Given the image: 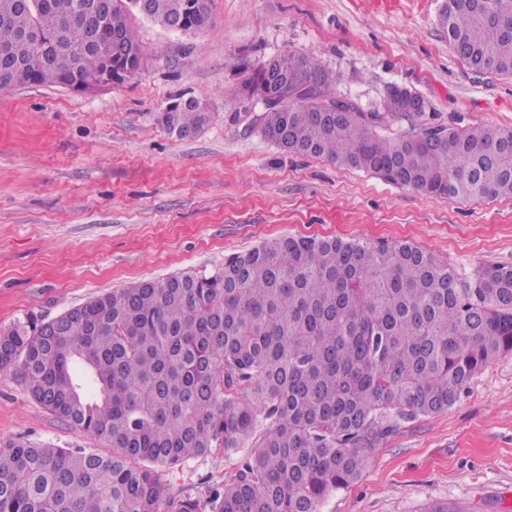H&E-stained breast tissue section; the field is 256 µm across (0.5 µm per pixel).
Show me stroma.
Returning a JSON list of instances; mask_svg holds the SVG:
<instances>
[{
  "mask_svg": "<svg viewBox=\"0 0 512 512\" xmlns=\"http://www.w3.org/2000/svg\"><path fill=\"white\" fill-rule=\"evenodd\" d=\"M212 24L164 29L131 12L143 63L119 84L0 90V330L52 319L97 294L212 270L295 235L408 241L465 278L512 266V199L456 201L398 188L323 158L287 153L245 129L241 62L313 57L338 97L382 110L391 85L421 112L388 117L389 137L491 124L512 132V76L472 71L448 45L446 0H208ZM211 114L195 137L158 116L175 97ZM108 452L0 373V448L18 440ZM223 451L162 471L204 491L233 473ZM512 512V353L490 361L448 411L394 420L360 480L321 512Z\"/></svg>",
  "mask_w": 512,
  "mask_h": 512,
  "instance_id": "obj_1",
  "label": "stroma"
}]
</instances>
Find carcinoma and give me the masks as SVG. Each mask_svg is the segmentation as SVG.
Returning a JSON list of instances; mask_svg holds the SVG:
<instances>
[{"label":"carcinoma","instance_id":"1","mask_svg":"<svg viewBox=\"0 0 512 512\" xmlns=\"http://www.w3.org/2000/svg\"><path fill=\"white\" fill-rule=\"evenodd\" d=\"M0 0V89L66 86L104 65L110 37L142 66L126 0ZM147 18L211 23L208 0H151ZM444 28L478 73L512 74V0H447ZM239 94L279 98L261 131L289 153L325 157L417 192L456 200L512 198V132L487 125L390 138L360 108L341 117L335 77L283 53L245 66ZM210 113L194 99L163 112L180 139ZM0 331V372L18 373L57 418L112 453L19 440L0 448V512H320L362 476L392 417L442 413L472 377L512 353V268L463 280L405 241L287 237L224 267L143 280L55 317ZM242 454L201 494L159 471L213 449Z\"/></svg>","mask_w":512,"mask_h":512}]
</instances>
